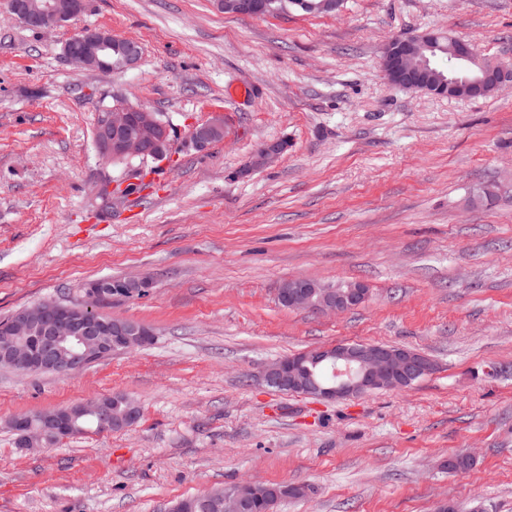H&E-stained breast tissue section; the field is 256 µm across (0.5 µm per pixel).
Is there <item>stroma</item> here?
I'll list each match as a JSON object with an SVG mask.
<instances>
[{
  "instance_id": "1",
  "label": "stroma",
  "mask_w": 512,
  "mask_h": 512,
  "mask_svg": "<svg viewBox=\"0 0 512 512\" xmlns=\"http://www.w3.org/2000/svg\"><path fill=\"white\" fill-rule=\"evenodd\" d=\"M136 41L134 68L77 70L81 29ZM430 29L512 65V0H344L340 12L227 16L213 0H88L48 32L0 2V318L88 283L151 278L99 312L150 345L68 376L0 369V512H167L245 481L309 485L275 512H512V88L456 100L388 83L383 45ZM244 88L228 97L227 89ZM161 113L152 188L106 203L99 112ZM224 115V138L189 146ZM270 165L244 166L267 142ZM359 282L339 314L281 285ZM338 342L398 345L433 371L340 400L280 392L263 367ZM122 393L138 423L18 447L11 418ZM470 455L465 473L449 457ZM224 136V116L213 113L211 118L200 125H196L190 132V140L197 149L207 148L212 141Z\"/></svg>"
}]
</instances>
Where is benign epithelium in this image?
<instances>
[{
    "mask_svg": "<svg viewBox=\"0 0 512 512\" xmlns=\"http://www.w3.org/2000/svg\"><path fill=\"white\" fill-rule=\"evenodd\" d=\"M86 0H68L62 9L60 0H6L7 11L25 25L44 31L81 14ZM216 8L228 15L262 16L271 10L270 0H215ZM117 36L99 27H86L71 37L63 47L67 62L77 69L110 73L138 64L139 45L129 43L121 49L119 65L112 63V46ZM448 45V62L458 59L479 67L471 79L428 76L424 64L414 61L422 52L438 45ZM381 65L387 81L407 90L448 99H472L486 96L506 83L512 84V67L490 63L475 52L470 42L444 31L426 30L389 40L382 51ZM136 113L138 132H129L131 113ZM99 149L105 158L133 159L147 162L165 160L161 145L171 146L169 126L156 119L153 111L128 102L105 114L98 125ZM224 136V116L215 113L193 127L190 140L197 149L207 148ZM282 152V144L261 145L250 157V170L266 166ZM124 292L132 298L144 296L152 286L148 277L124 280ZM112 282L97 281L86 294L98 301L112 297ZM369 289L359 282L334 288L309 279L294 278L280 288L279 299L285 307L318 313L342 312L362 306ZM151 332L138 322L109 328L96 317L64 316L61 305L47 301L24 310L12 320L8 331L0 336V359L22 373L52 370L69 375L84 369L95 357H107L117 349L129 351L148 345ZM322 361L330 362L336 382L321 385L303 375L301 354L277 360L263 369L264 382L284 392L304 394L319 400H339L376 390H403L429 375L432 363L420 353L400 346L364 343L359 346L331 344L314 350ZM93 416L98 430L110 432L114 427L112 407L107 398H95L63 410L17 416L9 425L21 448H48L72 436L76 419ZM251 484L245 483L224 494V512H243L252 499Z\"/></svg>",
    "mask_w": 512,
    "mask_h": 512,
    "instance_id": "1",
    "label": "benign epithelium"
}]
</instances>
